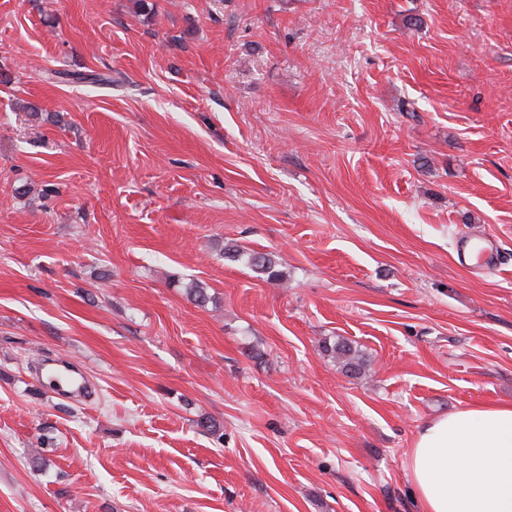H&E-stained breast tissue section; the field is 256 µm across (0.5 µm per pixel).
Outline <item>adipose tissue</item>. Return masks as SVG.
Returning a JSON list of instances; mask_svg holds the SVG:
<instances>
[{
    "label": "adipose tissue",
    "instance_id": "adipose-tissue-1",
    "mask_svg": "<svg viewBox=\"0 0 512 512\" xmlns=\"http://www.w3.org/2000/svg\"><path fill=\"white\" fill-rule=\"evenodd\" d=\"M408 468L420 512H512V405H474L419 428Z\"/></svg>",
    "mask_w": 512,
    "mask_h": 512
}]
</instances>
